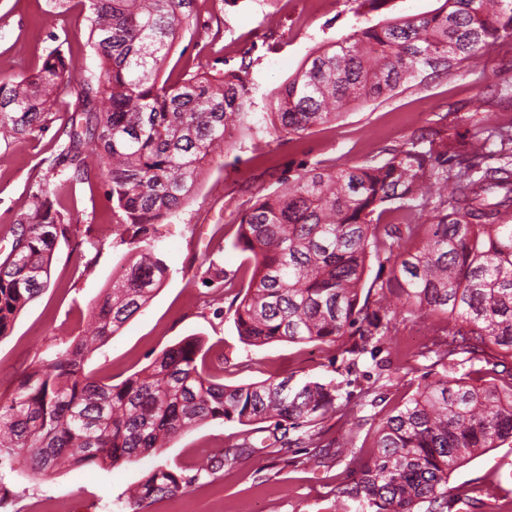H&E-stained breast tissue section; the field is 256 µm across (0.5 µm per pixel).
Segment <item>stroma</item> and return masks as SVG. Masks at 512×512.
<instances>
[{"instance_id":"stroma-1","label":"stroma","mask_w":512,"mask_h":512,"mask_svg":"<svg viewBox=\"0 0 512 512\" xmlns=\"http://www.w3.org/2000/svg\"><path fill=\"white\" fill-rule=\"evenodd\" d=\"M442 0H284L271 13L264 0H197V31L174 45L165 71H226L247 65L249 126L234 131L224 153L206 159L188 201L154 225L151 242L168 266L163 285L149 305L110 336L85 368L121 382L183 338L205 340V362L221 382L241 385L270 377L332 382L351 399L346 418L325 419L319 447L300 443L288 430L285 445L262 448V433L235 422L211 421L174 440L160 454L109 470L63 467L44 478L24 468L7 474L9 499L0 512H33L56 501L70 512L94 504V512H129L128 491L149 470L179 467L196 512H336V493L353 479L341 453L348 436L371 446L376 424L395 405L411 398L434 374L427 346L434 322L422 316L399 320L397 333L376 356L362 355L347 368L339 346L278 342L243 343L233 321V292L215 300L203 286L206 260H214L246 285L250 261L234 248L241 215L256 200L280 190L303 168H340L379 161L419 135L441 133L455 146L468 144L482 126L512 125V37L491 39L476 60L447 75L417 78L393 95L344 108L336 121L302 136L276 134L266 120L268 101L318 47L365 27L429 13ZM78 56L83 76L98 74V59L87 44L86 12L75 5L62 18L48 12V0H0V76L15 80L40 67L54 48ZM77 109L75 95L61 97L22 142H0V261L11 249V230L30 211L33 194L57 192L54 207L78 231L55 246L43 293L0 338V402L15 393L35 359L84 335L93 323L92 306L129 256L121 226L112 222V200L101 176L67 183L68 162L49 170L65 140L62 130ZM251 440L256 458L217 474L200 473L210 457ZM481 498L493 512H512V447L485 452L448 480L449 512L459 496Z\"/></svg>"}]
</instances>
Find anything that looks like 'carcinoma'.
I'll return each instance as SVG.
<instances>
[{
    "mask_svg": "<svg viewBox=\"0 0 512 512\" xmlns=\"http://www.w3.org/2000/svg\"><path fill=\"white\" fill-rule=\"evenodd\" d=\"M100 73L77 80L79 62L61 50L19 81L0 80V138L21 142L62 91L74 93L65 152L67 181L105 177L112 220L132 246L124 267L94 306V328L31 363L15 394L0 403V469L20 464L34 475L70 465L103 469L161 451L206 421L266 424L278 431L316 427L348 404L336 386L290 378L226 385L198 362L202 339L189 336L114 384L85 372L97 344L114 335L162 286L168 267L148 242L189 198L203 162L224 152L248 117L247 67L168 74L164 63L193 27L195 0H79ZM512 35V0H443L435 10L367 27L318 48L268 103L273 130L301 136L336 119L350 102L389 95L430 70L448 73L499 32ZM103 102L98 107L97 102ZM512 145V127L487 129L464 149L421 136L381 162L338 170L302 169L288 185L242 215L234 246L251 254L252 272L234 297L238 336L251 346L339 343L348 367L378 336H389L397 310L436 319L428 353L434 380L378 422L373 456L338 492L357 512H448V478L490 448L512 445V369L482 384L458 373L459 355L486 350L512 356V153L481 167L491 139ZM95 145V157L84 153ZM402 224H383L391 205ZM0 262V336L46 288L54 248L74 233L46 193L32 197L28 223L12 230ZM393 262L376 308L360 301L371 258ZM206 280L233 288L209 261ZM255 454L243 442L201 466L209 475ZM192 479L159 466L129 497L131 512L186 492Z\"/></svg>",
    "mask_w": 512,
    "mask_h": 512,
    "instance_id": "cac0c4a2",
    "label": "carcinoma"
}]
</instances>
